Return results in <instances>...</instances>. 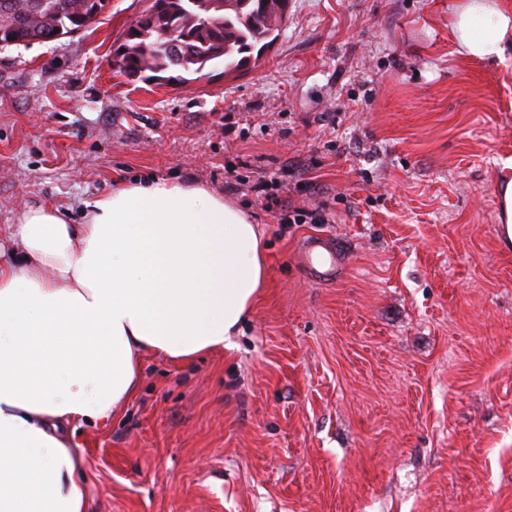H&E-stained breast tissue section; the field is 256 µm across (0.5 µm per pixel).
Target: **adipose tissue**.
Masks as SVG:
<instances>
[{
  "mask_svg": "<svg viewBox=\"0 0 512 512\" xmlns=\"http://www.w3.org/2000/svg\"><path fill=\"white\" fill-rule=\"evenodd\" d=\"M450 28L460 55L504 58L512 6L456 0ZM82 206L0 233V512H87L69 428L109 421L143 354L229 346L266 284L260 229L204 183L120 181Z\"/></svg>",
  "mask_w": 512,
  "mask_h": 512,
  "instance_id": "obj_1",
  "label": "adipose tissue"
}]
</instances>
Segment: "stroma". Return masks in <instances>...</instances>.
I'll return each mask as SVG.
<instances>
[{
    "mask_svg": "<svg viewBox=\"0 0 512 512\" xmlns=\"http://www.w3.org/2000/svg\"><path fill=\"white\" fill-rule=\"evenodd\" d=\"M151 3L0 47V227L192 177L259 224L268 276L230 348L144 357L134 397L76 428L90 512H512V50L460 56L452 0H288L249 67L145 83L114 50ZM259 180L329 223L266 210ZM311 237L332 280L299 261ZM501 175L497 184L500 229L499 237L503 246L512 247V157L502 159Z\"/></svg>",
    "mask_w": 512,
    "mask_h": 512,
    "instance_id": "1",
    "label": "stroma"
}]
</instances>
